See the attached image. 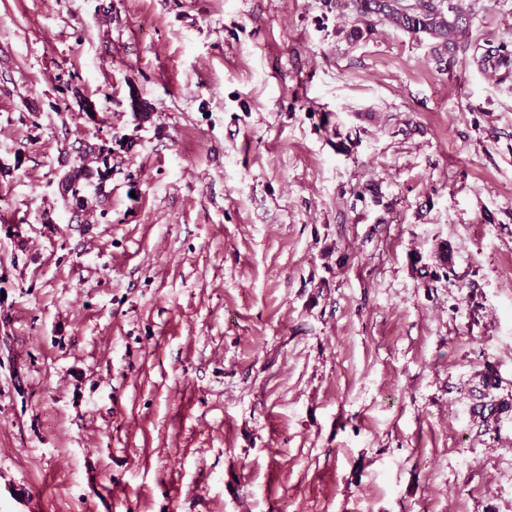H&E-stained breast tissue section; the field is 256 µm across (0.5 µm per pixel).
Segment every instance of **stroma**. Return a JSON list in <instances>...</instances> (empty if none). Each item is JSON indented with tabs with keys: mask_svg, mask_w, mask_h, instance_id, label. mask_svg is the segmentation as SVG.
<instances>
[{
	"mask_svg": "<svg viewBox=\"0 0 512 512\" xmlns=\"http://www.w3.org/2000/svg\"><path fill=\"white\" fill-rule=\"evenodd\" d=\"M462 4L440 63L336 0H0V512H512V0ZM479 63L485 68L488 66L495 70L504 68L510 72L512 70V51H509L507 46L498 47L497 50H487L481 54ZM94 156V163L97 165L94 168H88L84 165L74 167L66 177L65 191L67 193V200L78 208L85 207L88 203L87 197L81 193L80 182L86 180L94 175H97L99 185L103 187L112 176V150L110 147H100L97 152L91 153Z\"/></svg>",
	"mask_w": 512,
	"mask_h": 512,
	"instance_id": "stroma-1",
	"label": "stroma"
}]
</instances>
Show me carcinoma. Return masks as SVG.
Masks as SVG:
<instances>
[{"label": "carcinoma", "mask_w": 512, "mask_h": 512, "mask_svg": "<svg viewBox=\"0 0 512 512\" xmlns=\"http://www.w3.org/2000/svg\"><path fill=\"white\" fill-rule=\"evenodd\" d=\"M360 3L358 14L379 17L389 24L412 34L425 33L435 40L434 52L439 60L444 55L453 53L459 48H466L463 38L470 27L469 12L459 7L449 13L427 0H357ZM480 65L495 70H512V51L507 47H499L495 51L487 50L479 58ZM96 167L88 168L79 165L66 177L65 191L67 200L78 208L88 203L87 197L81 193L80 182L97 176L99 184L106 183L112 176V148L100 147L92 153Z\"/></svg>", "instance_id": "1"}]
</instances>
